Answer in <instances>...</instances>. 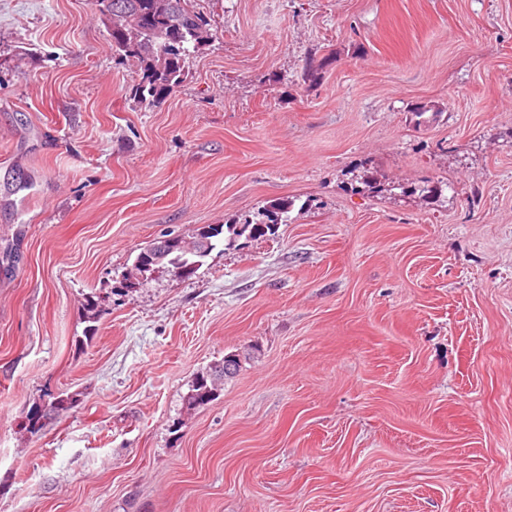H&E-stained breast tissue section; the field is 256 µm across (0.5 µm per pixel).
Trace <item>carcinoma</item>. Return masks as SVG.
<instances>
[{
	"instance_id": "1",
	"label": "carcinoma",
	"mask_w": 512,
	"mask_h": 512,
	"mask_svg": "<svg viewBox=\"0 0 512 512\" xmlns=\"http://www.w3.org/2000/svg\"><path fill=\"white\" fill-rule=\"evenodd\" d=\"M100 2V14L109 11L114 19L127 13L138 17L134 26L123 29L110 28L112 51L120 59H135L143 68L142 83L139 84V102L153 104L165 98L175 86L182 82V55L189 51V46H201L207 42L209 33L207 21L194 9V0H92ZM250 231L254 237H262L275 231L273 224H246L237 228L231 224L226 226H208L198 230L210 242V249L224 240V232L233 235ZM203 256L186 250L179 245L174 246L163 258L166 267L182 269L185 277L193 275L202 262ZM238 362H233L230 370L218 365L208 376L198 379L189 397L192 403H204L215 396L216 383L234 374ZM71 404L70 398H56L44 407L38 405L34 409L40 417L32 418L27 414V429L37 432L42 428L41 419L64 411Z\"/></svg>"
}]
</instances>
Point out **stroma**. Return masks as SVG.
<instances>
[{
    "mask_svg": "<svg viewBox=\"0 0 512 512\" xmlns=\"http://www.w3.org/2000/svg\"><path fill=\"white\" fill-rule=\"evenodd\" d=\"M196 3L146 105L90 0H0V512H512V0ZM276 209L278 211H272V210L271 211L270 210L266 211V215H265V217H267V218H269L270 215H278L276 219L269 220L273 224H265V223H263V224H258V223L250 224V223H248V224H245L244 227H242L240 229V231H237L236 225L233 226L232 224H226V229L232 235H240L241 233H243V232H245L247 230H249L250 233H252L253 237H260V236L262 237V236H265L269 232H273L272 234H274L275 233L274 232L275 231V224H281L282 221L283 222L287 221L286 219L283 220L282 216H279L280 213L281 214L286 213L285 207L283 205H279V206H277ZM278 217H280L279 218V221H280L279 223H278ZM264 228L266 229V232H265ZM198 235H202L210 242V252L217 247V244L224 240V225L208 226L204 227L189 239L185 237H178L184 243L186 240H193ZM206 239H200L195 244H191L190 248L199 254H207L209 248V242ZM179 241V245H175L174 248L168 251L163 258V264L165 267L172 268V274L175 277L180 276V270L175 268H181L182 274L185 278L193 275L197 267L202 264V259L207 255H198L196 252L185 250L180 245H183ZM200 263V264H199ZM227 364L228 363H224V361H222V364L216 366L212 373L206 377L203 376L198 379L189 397V400H191L192 403H204L214 398L217 381H221L224 377L234 374L239 366L238 361L234 359L231 369L229 371H224V367H230V365ZM71 404L70 398L66 397L64 398H56L53 401H51L46 406L43 405V410L40 407V405H36L32 407V409L27 414V426L26 428L29 431L38 432L42 428L41 420L43 418H48V416H51L52 414L59 413L60 411H64L68 408V406ZM33 410H37L40 412V416L37 419H32V412Z\"/></svg>",
    "mask_w": 512,
    "mask_h": 512,
    "instance_id": "1",
    "label": "stroma"
}]
</instances>
